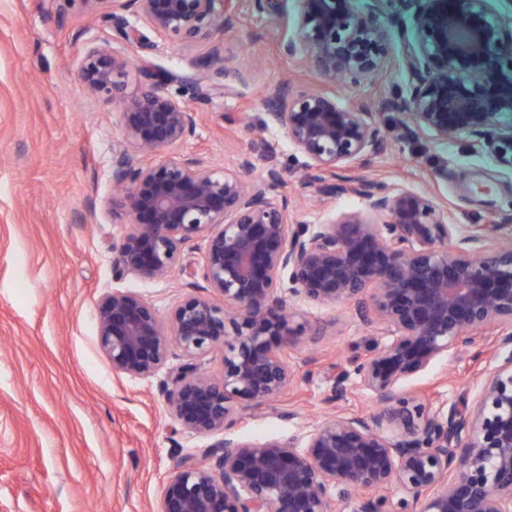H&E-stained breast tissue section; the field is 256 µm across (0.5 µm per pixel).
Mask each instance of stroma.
I'll return each mask as SVG.
<instances>
[{
	"instance_id": "stroma-1",
	"label": "stroma",
	"mask_w": 512,
	"mask_h": 512,
	"mask_svg": "<svg viewBox=\"0 0 512 512\" xmlns=\"http://www.w3.org/2000/svg\"><path fill=\"white\" fill-rule=\"evenodd\" d=\"M96 9L92 0H0V512H158L176 457L206 446L175 425L158 379L114 374L97 346L95 305L116 286L120 231L101 206L113 193L112 148L123 128L118 106L89 96L77 76L83 48L111 34ZM287 37L276 0L262 13L241 0L224 52L244 77L199 105L196 133L180 151L221 168L267 138L282 176L276 194L298 219L319 224L364 203H320L302 183L303 157L283 129L266 124L265 85H320L283 54ZM129 56L133 91L144 69L190 73L193 53L153 35ZM362 173L433 195L463 233L512 209V173L472 154L463 134L436 144L404 139ZM310 317L321 334L289 350L295 380L230 425V435L285 440L304 431L328 412L337 366L379 340L347 306ZM476 380L461 354L406 387L437 405ZM288 409L294 419L283 418Z\"/></svg>"
}]
</instances>
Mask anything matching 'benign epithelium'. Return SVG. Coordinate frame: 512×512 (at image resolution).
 I'll use <instances>...</instances> for the list:
<instances>
[{
    "instance_id": "1",
    "label": "benign epithelium",
    "mask_w": 512,
    "mask_h": 512,
    "mask_svg": "<svg viewBox=\"0 0 512 512\" xmlns=\"http://www.w3.org/2000/svg\"><path fill=\"white\" fill-rule=\"evenodd\" d=\"M93 2L112 5L104 17L123 40L90 45L79 61L87 90L121 105L118 192L103 202L120 225L115 280L179 275L190 288L165 320L129 288L103 293L95 310L112 372L164 375L172 419L209 440L177 456L159 512H338L344 500L354 512H388L393 487L403 494L395 512H512V246L498 241L512 213L459 235L430 197L356 172L408 132L436 141L464 134L473 153L512 171V2L502 12L490 0H372L366 10L357 0H293L284 51L324 88L268 85L269 123L306 158L305 187L324 200L365 202L321 224L298 220L273 194L276 165L245 177L252 155L275 159L266 138L217 169L178 153L199 112L169 92L167 78L145 71L124 93L126 47L142 44L140 27L192 50L234 28L240 0ZM397 40L405 87L375 105L340 102L336 82L358 88L387 72ZM190 66L194 84L211 90L243 79L222 41ZM134 153L156 160L135 165ZM337 303L381 340L336 372L335 407L286 440L226 436L293 380L288 350L312 331L308 310ZM488 347L494 365L474 391L435 407L404 389L463 349L480 362ZM216 350L214 376L202 362ZM173 357L181 364L170 368ZM353 378L380 404L375 413L337 405Z\"/></svg>"
}]
</instances>
